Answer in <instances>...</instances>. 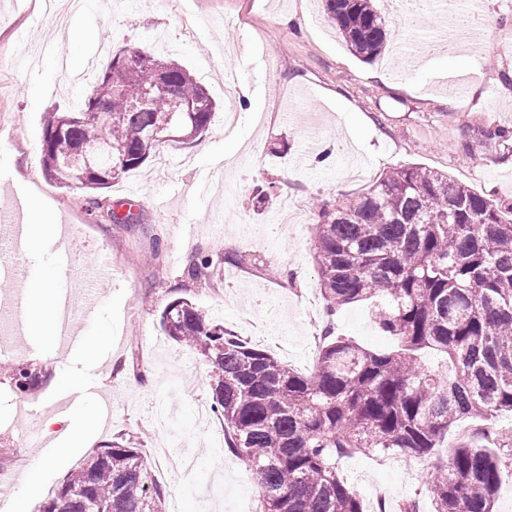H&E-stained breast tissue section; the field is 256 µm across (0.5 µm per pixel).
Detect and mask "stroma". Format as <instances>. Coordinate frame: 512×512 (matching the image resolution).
Masks as SVG:
<instances>
[{"label": "stroma", "instance_id": "35a3bbf8", "mask_svg": "<svg viewBox=\"0 0 512 512\" xmlns=\"http://www.w3.org/2000/svg\"><path fill=\"white\" fill-rule=\"evenodd\" d=\"M482 2L480 40L488 51L477 63L476 92L461 99L447 77L464 58L436 56L423 72L415 65L419 49L400 67L390 54L362 62L325 18L323 0H141L136 6L86 0L77 11L69 0H55L54 14L66 16L68 29L90 32L81 58L94 73L119 49L148 52L183 65L217 103L199 141L214 144V151L201 155L198 143L164 147L106 189L102 208L93 210L85 190L57 187L41 171L45 113L74 106L91 86L74 81L64 67L48 72L45 47L58 38L54 14L33 9L31 0H0V170L12 171L20 183H40L55 208L69 209L61 231L75 242L72 286L93 287L99 295L91 324L73 313L81 330L74 345L56 334L19 332L14 318L0 327V477L21 486V478L10 475L11 458L39 456L36 439L50 437L59 451L38 476L44 499L52 498L68 474L124 433L135 437L166 485L165 512H250L259 496L250 471L228 450L222 420L198 414L211 402L209 367L163 336L160 314L175 298H187L300 371L315 363L318 336L329 321L337 335L368 350H393L396 338L377 326L369 303L344 306L327 319L310 221L382 173L414 164L512 207V139L489 137L512 131V0ZM376 6L388 20L392 45L445 29L440 16L425 14L411 31L403 19L408 0H376ZM18 27L25 31L20 42ZM228 68L239 75L230 95L224 92ZM229 109L237 113L231 125L224 121ZM218 165L222 178L199 196L197 184ZM129 192L139 222L111 223L106 203ZM287 198L310 221L279 231L271 219ZM200 252L255 255L274 272L228 266L221 281L200 282L187 274ZM103 254L116 259L112 274L92 280ZM111 332L117 341L86 354L87 343ZM23 364L47 375L24 394L9 376ZM98 389L112 394L108 423L69 441L54 404L70 399V414H78ZM180 441L196 455L187 482L166 473L161 455L163 445ZM405 463L399 455L357 452L337 466L365 504L379 495L393 505L415 497L429 512V464L419 461L412 472Z\"/></svg>", "mask_w": 512, "mask_h": 512}]
</instances>
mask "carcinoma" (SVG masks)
<instances>
[{
	"instance_id": "carcinoma-1",
	"label": "carcinoma",
	"mask_w": 512,
	"mask_h": 512,
	"mask_svg": "<svg viewBox=\"0 0 512 512\" xmlns=\"http://www.w3.org/2000/svg\"><path fill=\"white\" fill-rule=\"evenodd\" d=\"M325 7L361 61L386 52L375 0ZM157 80L169 83L170 97L143 102ZM186 103L196 111H182ZM215 107L179 63L120 49L77 108L45 113L42 172L60 188L100 193L156 155V131L176 121L173 144L187 145ZM313 235L328 317L314 372L290 368L188 299L160 315L164 335L209 364L210 410L254 475L261 512H365L336 467L353 452L431 459L432 512H493L512 442L498 443L504 455L470 443L446 454L442 442L464 419L512 412V219L449 175L410 165L321 209ZM241 263L237 254L203 255L188 274L209 281ZM360 301L373 304L396 350L375 353L335 335L336 310ZM425 349L445 354L449 369L426 368ZM44 378L29 367L12 373L22 393ZM166 495L141 449L120 434L70 473L43 512H164Z\"/></svg>"
}]
</instances>
